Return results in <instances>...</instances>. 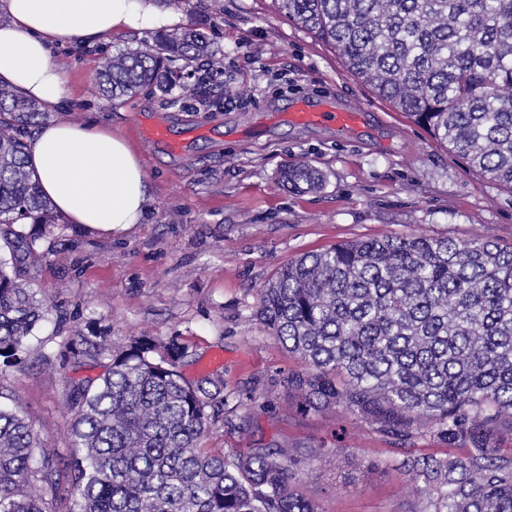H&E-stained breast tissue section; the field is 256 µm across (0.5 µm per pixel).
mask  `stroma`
<instances>
[{
    "label": "stroma",
    "instance_id": "stroma-1",
    "mask_svg": "<svg viewBox=\"0 0 512 512\" xmlns=\"http://www.w3.org/2000/svg\"><path fill=\"white\" fill-rule=\"evenodd\" d=\"M193 0L195 22L224 55L205 101L170 104L153 94L106 101L102 54L137 48L150 33L62 52L69 117L123 133L142 157L149 185L142 223L112 232L59 224L29 261V286L44 297L42 347L0 361V405H22L49 450L65 458L71 347L90 333L179 337L187 379L224 377L225 411L203 447L232 455L274 445L302 456L296 489L323 512H414L413 485L388 466L395 449L345 412L300 413L280 381L303 362L289 356L256 315L259 291L284 264L334 244L381 235H493L512 244V191L470 169L426 131L346 72L335 51L281 14L273 0ZM357 111L343 132L287 119L295 101ZM165 128L168 143L141 137ZM177 142L179 151L168 148ZM305 162L320 189L283 185ZM325 445L319 460L306 447Z\"/></svg>",
    "mask_w": 512,
    "mask_h": 512
}]
</instances>
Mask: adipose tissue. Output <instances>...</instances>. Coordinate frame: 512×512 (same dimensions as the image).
I'll return each instance as SVG.
<instances>
[{
  "label": "adipose tissue",
  "mask_w": 512,
  "mask_h": 512,
  "mask_svg": "<svg viewBox=\"0 0 512 512\" xmlns=\"http://www.w3.org/2000/svg\"><path fill=\"white\" fill-rule=\"evenodd\" d=\"M188 23L157 0H0V83L59 115L28 139L26 157L39 193L69 223L103 231L141 223L148 178L125 136L66 118L68 75L56 50Z\"/></svg>",
  "instance_id": "adipose-tissue-1"
}]
</instances>
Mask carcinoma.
<instances>
[{"label":"carcinoma","mask_w":512,"mask_h":512,"mask_svg":"<svg viewBox=\"0 0 512 512\" xmlns=\"http://www.w3.org/2000/svg\"><path fill=\"white\" fill-rule=\"evenodd\" d=\"M334 49L349 73L483 176L512 190V0H274ZM223 71L194 23L143 48L103 56L102 96L158 91L200 99L196 69ZM42 107L0 85V357L31 348L43 317L26 261L57 224L36 191L24 129ZM281 180L308 190L321 174L298 163ZM256 314L306 369L283 386L304 412L340 408L396 447L389 466L415 486V512H512V246L490 236H382L302 254L260 290ZM107 371L72 384L68 471L20 406L0 408V512H321L293 488L296 457L253 448L228 458L200 440L221 420L224 381H187V347L141 335L122 346L82 339L73 352ZM432 437L457 456L413 452Z\"/></svg>","instance_id":"1"}]
</instances>
